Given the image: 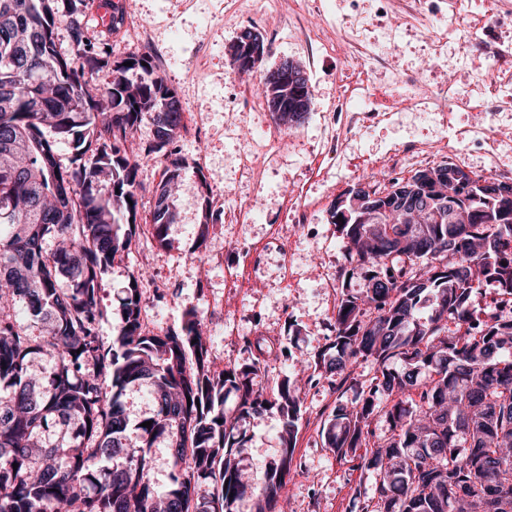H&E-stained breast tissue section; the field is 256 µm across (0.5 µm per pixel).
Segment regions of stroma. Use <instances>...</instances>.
<instances>
[{
    "label": "stroma",
    "mask_w": 512,
    "mask_h": 512,
    "mask_svg": "<svg viewBox=\"0 0 512 512\" xmlns=\"http://www.w3.org/2000/svg\"><path fill=\"white\" fill-rule=\"evenodd\" d=\"M88 35L105 44L112 58L149 53L158 73L176 90L184 126L173 145L185 161L182 191L175 205L179 221L168 229V245L153 235L152 191L166 166L163 155L145 158L152 138L142 125L123 146L130 158L146 161L138 190L137 233L130 251L117 256L100 296L99 333L112 342L120 326V301L132 274H140L142 324L161 334L180 328L188 311L204 317L208 356L214 371L227 364L265 362L260 385L296 372L303 402L293 471L282 490L285 512H365L374 494L372 474L358 458L337 456L324 443L323 429L336 405L350 402L370 385L377 366L357 361L339 374L320 365L319 354L335 335L343 288L365 290L362 272L351 269L346 242L329 210L350 186L378 185L393 154L412 144L439 146L456 130L494 124L500 146L495 154L471 151L465 170L488 179L512 180V110L456 112L450 124L437 115L396 110L357 129L335 159L321 116L340 112L351 76L345 60L306 41L294 29V0H282L280 13L252 19L247 0H113L124 20L103 24L99 0H88ZM445 17L468 15L475 0H323L308 16L309 27L340 40L359 33L379 54L372 72L377 88L403 92L405 80L420 77L437 92L464 94L485 74L487 55L464 46V31L449 29L444 56L434 59L420 11ZM248 28L259 30L269 47L260 65L269 70L288 58L307 73L314 105L307 119L289 131L272 163L260 164L255 178L242 176L240 159L271 120L270 110L253 109L261 100L258 74L238 75L230 47ZM241 209V223L228 215ZM208 230H200L201 222ZM280 422L264 413L247 419L242 462L261 476L277 460Z\"/></svg>",
    "instance_id": "1"
}]
</instances>
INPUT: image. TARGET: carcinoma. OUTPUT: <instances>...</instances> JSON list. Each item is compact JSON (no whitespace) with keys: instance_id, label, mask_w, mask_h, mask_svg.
<instances>
[{"instance_id":"cac0c4a2","label":"carcinoma","mask_w":512,"mask_h":512,"mask_svg":"<svg viewBox=\"0 0 512 512\" xmlns=\"http://www.w3.org/2000/svg\"><path fill=\"white\" fill-rule=\"evenodd\" d=\"M84 16L85 0H0V88H9L0 95V512H240L245 504L280 512L297 380L257 388L258 359L212 371L194 310L179 329L143 332L135 277L121 298L117 337L106 346L99 336V291L131 245L144 185L142 162L121 145L146 118L160 124L154 136L163 141L149 142L145 156L164 153L170 165L160 185L178 186L184 160L166 148L183 113L164 111L176 92L150 55L111 59L88 38ZM62 19L67 55L55 41ZM101 70L111 81L89 85L85 74ZM60 143L71 149L67 166ZM453 169L458 186L427 179L419 187L430 208L421 224H389L384 214L362 224L354 211L339 221L331 210L372 287L343 293L321 365L341 372L371 358L382 371L336 406L325 444L341 456L356 452L372 416L383 414L390 436L360 464L375 476L373 512H512V358L500 356L512 348V202L498 197L495 182ZM174 198L153 210L162 246L179 219ZM451 213L459 221L448 222ZM484 288L503 300L477 310L471 297ZM18 300L44 334L31 335L10 314ZM44 355L54 365L38 379ZM140 380L153 411L133 443L121 397ZM263 412L279 417L281 454L255 483L243 478L240 423ZM158 442L172 467L162 494L151 481ZM114 456L112 468L101 467Z\"/></svg>"}]
</instances>
